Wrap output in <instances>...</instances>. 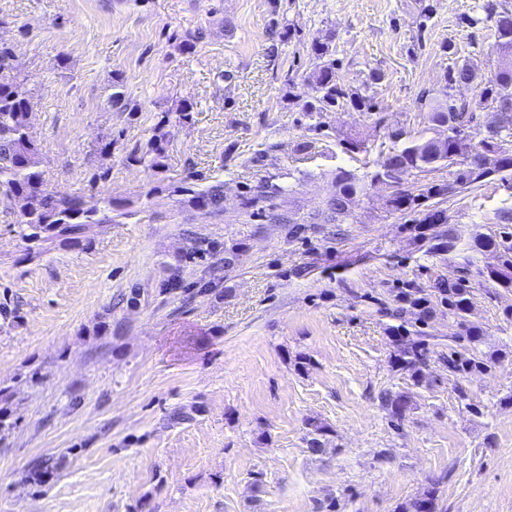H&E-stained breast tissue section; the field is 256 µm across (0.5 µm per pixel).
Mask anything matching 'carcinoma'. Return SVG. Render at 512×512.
Listing matches in <instances>:
<instances>
[{
	"label": "carcinoma",
	"mask_w": 512,
	"mask_h": 512,
	"mask_svg": "<svg viewBox=\"0 0 512 512\" xmlns=\"http://www.w3.org/2000/svg\"><path fill=\"white\" fill-rule=\"evenodd\" d=\"M493 37L496 60L489 78H479L464 61L448 69L442 85L421 96L429 129H435L447 119L453 122L445 140L437 143L426 134L413 137L394 145L377 161L372 180L388 182L395 188L388 200L389 206L400 212L422 211L421 224L443 223V211L425 207L431 200L462 193L495 178L512 182V149L508 147L512 138V107L506 112L497 110L502 91L507 86L512 87V9L504 7L495 13ZM311 53L314 63L305 80L315 95L303 104V111L312 115L343 107L359 111L373 109V98L367 95V88L353 87L338 74L329 44L315 40ZM13 61L12 47L0 42V194L10 193L29 200V211L21 219L22 237L31 243L24 260L34 261L56 242L73 248L88 246L93 226L102 223V217L113 211L114 202L106 198L100 207L87 208L77 196L47 190L41 170V149L29 126L31 101L19 90V75L14 72ZM468 82L481 86L478 105L488 112L487 124L495 128L494 136H484L476 143L470 138L476 120L473 105L457 101L451 93L454 86ZM165 126V121H159L146 150L140 155L132 152L129 159L137 163L146 160L152 168H162L167 144ZM445 168L448 179L440 183L417 187L409 182V176L415 171ZM334 184L335 191L328 197L326 207L311 217L310 223H345L350 217L348 203L366 190L358 175L344 168L336 170ZM223 201L222 184L212 185L192 197L195 206L213 211L220 210ZM495 219L502 226L499 235H478L472 248L494 250L500 264L487 271V278L503 288H512V207L499 209ZM435 290L448 308V315L458 320L463 328L462 334L453 337L452 344L448 345V374L458 377L484 368L486 353L480 349L484 336L478 327L466 324L472 298L469 279L460 276L451 282L443 281L436 284ZM399 299L419 310L416 321H424L426 314L421 307L425 297L421 296L420 289L404 288ZM392 342L395 346L393 367L421 382L427 363L426 340L410 336V331L401 324L393 327ZM437 509L436 491L431 490L410 502L403 512H437Z\"/></svg>",
	"instance_id": "1"
}]
</instances>
